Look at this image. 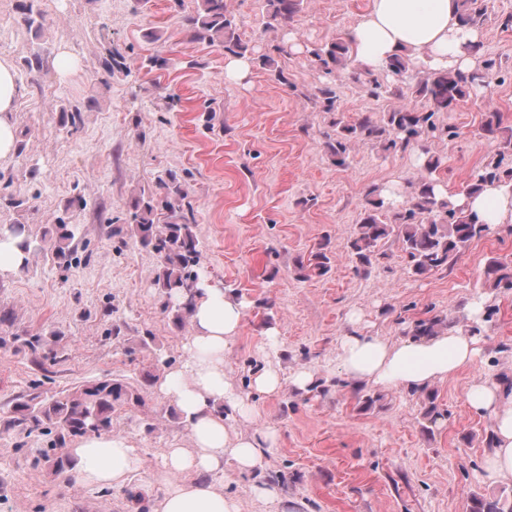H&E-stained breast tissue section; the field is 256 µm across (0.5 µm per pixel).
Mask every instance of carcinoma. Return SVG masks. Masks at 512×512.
<instances>
[{
    "label": "carcinoma",
    "instance_id": "cac0c4a2",
    "mask_svg": "<svg viewBox=\"0 0 512 512\" xmlns=\"http://www.w3.org/2000/svg\"><path fill=\"white\" fill-rule=\"evenodd\" d=\"M302 0H266L267 21L265 31L286 32L293 28ZM487 7L484 0H460L459 21L475 28L484 21ZM186 27L193 41L209 46H221L224 51L243 57L250 48L235 36V19L227 14L224 0H197L193 15L186 18ZM313 55L325 67L338 71L347 69L351 63L349 46L338 38L335 42L313 49ZM410 70L407 59L396 57L382 71L397 78L394 94L400 104L384 113L379 121L365 116L355 123L342 118L332 122L334 138L327 147L334 163L346 164L349 146L356 141H371L385 151H405L419 143L428 133H439L452 140L459 136L456 128L439 127L435 116L453 110L459 101L478 87H488L498 79L495 62L487 61L483 67L463 74L452 70H425L420 80L412 85L406 81ZM357 80L367 86L370 93L378 94L381 84L374 78L370 68L355 69ZM422 166L425 175L412 183V192L402 207L393 208L375 187L370 190L368 207L364 209L359 224L348 242L349 255L356 263V270L366 271L373 264L388 257L384 246L394 236L405 253L408 267L415 276L422 277L445 271L456 263L459 254L469 243L490 230V225L478 221L477 216L454 206L448 198L436 192L438 178L445 161L423 147ZM486 183H496L512 190V167L503 169L496 162L485 167L468 184L464 194L473 195L481 191ZM165 189L163 209L167 220L159 224L155 206L147 201L136 202L131 233L140 245L153 252L159 261L160 272L156 284L166 297L180 294L187 297L195 288L198 274L195 267L200 260L198 243L192 232L189 218L183 213L186 193L175 178L160 181ZM331 258L325 247H320L308 262H299L298 269L304 277H322L330 270ZM487 281L495 288H512V263L491 261L485 271ZM452 323L447 317L435 314L415 325L414 335L430 336L448 329ZM9 343L37 352L43 346L39 336L13 334L0 336V347ZM139 400L130 384L121 378L104 377L94 383L66 395L41 400L39 396L20 398L15 406L14 422L40 427L47 423L53 426L56 440L65 443L89 432L112 429V414L116 407ZM123 494L129 503V512H148L147 495L134 487L126 488Z\"/></svg>",
    "mask_w": 512,
    "mask_h": 512
}]
</instances>
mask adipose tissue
<instances>
[{
  "instance_id": "obj_1",
  "label": "adipose tissue",
  "mask_w": 512,
  "mask_h": 512,
  "mask_svg": "<svg viewBox=\"0 0 512 512\" xmlns=\"http://www.w3.org/2000/svg\"><path fill=\"white\" fill-rule=\"evenodd\" d=\"M475 29L458 21V0H371L369 12L346 33L356 62L373 69L397 56L412 55L432 69L468 71L474 61L465 50L477 42ZM21 95L12 64L0 60V160L12 156L17 135L11 114ZM456 205L477 213L489 224L512 213V194L485 186L473 197H456ZM245 307L211 280H200L192 300V332L186 358L169 368L156 390L191 429L194 448L167 449L154 475L162 495L156 512H242L240 500L215 482L225 463L238 474L254 473L277 440L258 426L247 433L230 432L232 416L251 421L254 410L237 394L224 371V351L239 330ZM480 339L458 327L432 336L391 343L354 330L343 337L337 365L351 380L379 388L423 391L457 377L472 367ZM465 399L473 413L489 418L494 448L486 460L490 480H512V392L501 382L483 378L470 384ZM73 470L98 488L124 484L139 456L120 435L91 433L69 450Z\"/></svg>"
}]
</instances>
